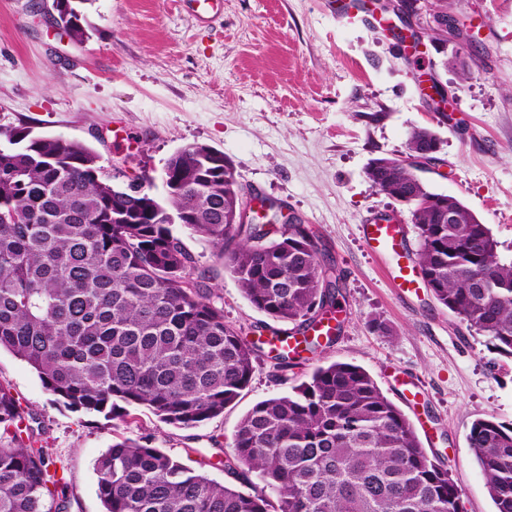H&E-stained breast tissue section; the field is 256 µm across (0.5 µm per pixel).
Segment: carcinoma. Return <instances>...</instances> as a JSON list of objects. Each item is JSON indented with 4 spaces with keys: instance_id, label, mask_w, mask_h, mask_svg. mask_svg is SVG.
Returning <instances> with one entry per match:
<instances>
[{
    "instance_id": "cac0c4a2",
    "label": "carcinoma",
    "mask_w": 512,
    "mask_h": 512,
    "mask_svg": "<svg viewBox=\"0 0 512 512\" xmlns=\"http://www.w3.org/2000/svg\"><path fill=\"white\" fill-rule=\"evenodd\" d=\"M66 22L83 41L78 5ZM0 349L27 362L72 409L125 418L147 407L194 428L224 413L250 383L257 346L224 322L208 277L173 235L172 217L205 238L257 310L296 330L337 307L336 281L306 224L267 238L240 213L224 153L190 145L164 167L167 193L146 174L117 188L84 143L0 131ZM435 134L413 130L406 152ZM372 187L410 200L417 263L433 297L512 356V260L461 208L433 199L414 172L369 166ZM25 412L0 386V512H68L64 478L33 446ZM468 444L496 512H512V427L472 422ZM218 483L147 443L118 440L96 466L105 512H463L461 492L432 461L415 427L362 367L316 366L241 419ZM256 480H251L250 475Z\"/></svg>"
}]
</instances>
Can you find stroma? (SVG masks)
I'll use <instances>...</instances> for the list:
<instances>
[{"label": "stroma", "instance_id": "stroma-1", "mask_svg": "<svg viewBox=\"0 0 512 512\" xmlns=\"http://www.w3.org/2000/svg\"><path fill=\"white\" fill-rule=\"evenodd\" d=\"M429 3L407 0L410 21L383 12L371 25L337 19L334 0H222L204 23L179 0H87L86 37L75 44L55 24L52 0H0V127L81 141L106 173L146 171L158 195L175 151L224 153L244 194L276 201L312 229L339 282L342 329L297 367L298 379L335 361L365 369L449 470L463 512H495L467 437L478 418L512 427V357L428 288L399 298L393 264L359 231L365 218L396 215L417 252L408 208L377 192L366 169L404 154L410 132L427 128L441 161L426 175L430 187L457 196L490 229L500 258L512 259V0H448L443 18L465 14L472 26L468 39L447 42L431 38ZM439 88L446 101L435 100ZM172 230L209 276L225 322L259 344L252 380L222 415L181 429L144 407L124 420L71 410L1 351L0 385L63 476L69 512H104L95 468L122 438L150 439L227 482L218 460L239 421L287 390L265 343L268 317L204 238Z\"/></svg>", "mask_w": 512, "mask_h": 512}]
</instances>
